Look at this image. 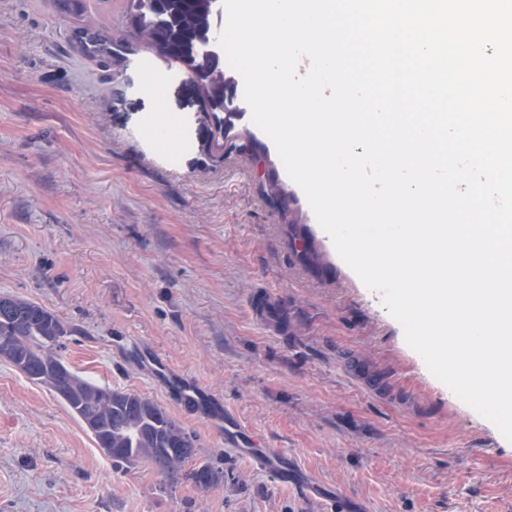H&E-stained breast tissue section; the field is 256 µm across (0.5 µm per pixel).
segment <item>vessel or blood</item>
<instances>
[{
    "instance_id": "1",
    "label": "vessel or blood",
    "mask_w": 512,
    "mask_h": 512,
    "mask_svg": "<svg viewBox=\"0 0 512 512\" xmlns=\"http://www.w3.org/2000/svg\"><path fill=\"white\" fill-rule=\"evenodd\" d=\"M253 318L269 331L282 334L288 325L287 314L277 297L271 292L256 295L250 304ZM156 380L176 390L185 405L209 415L224 435L226 448L247 459L253 466L266 471L285 485H298L308 493L326 497L335 503L336 512H345L343 500L335 491L322 488L310 476L299 470L287 452L281 448H269L258 437L248 434L238 417L216 405L200 388L186 381L181 375L159 370Z\"/></svg>"
}]
</instances>
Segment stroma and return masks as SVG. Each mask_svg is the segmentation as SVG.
I'll use <instances>...</instances> for the list:
<instances>
[{
  "label": "stroma",
  "mask_w": 512,
  "mask_h": 512,
  "mask_svg": "<svg viewBox=\"0 0 512 512\" xmlns=\"http://www.w3.org/2000/svg\"><path fill=\"white\" fill-rule=\"evenodd\" d=\"M215 141L196 84L166 56L139 45L112 66L81 53L56 0H0V294L70 324L72 371L166 407L222 474L203 490L117 466L60 398L0 359V512H330L225 448L142 369L147 353L356 512H512V442L429 371L303 190L286 182L289 200L270 206L255 189L265 164L219 158ZM291 219L328 272L297 263ZM260 289L277 294L286 334L254 321Z\"/></svg>",
  "instance_id": "1"
}]
</instances>
